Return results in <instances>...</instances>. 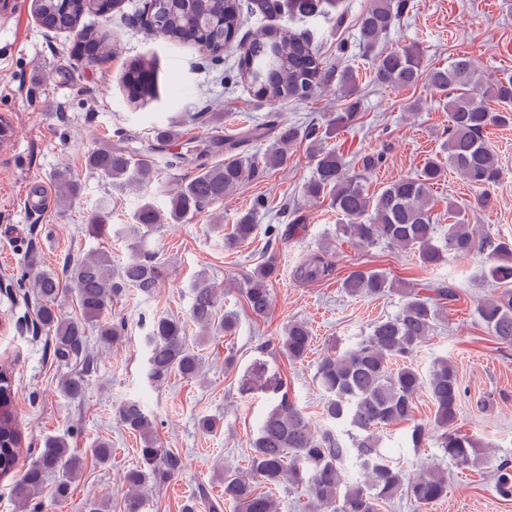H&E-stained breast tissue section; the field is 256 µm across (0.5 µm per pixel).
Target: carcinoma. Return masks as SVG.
<instances>
[{
	"label": "carcinoma",
	"instance_id": "cac0c4a2",
	"mask_svg": "<svg viewBox=\"0 0 512 512\" xmlns=\"http://www.w3.org/2000/svg\"><path fill=\"white\" fill-rule=\"evenodd\" d=\"M96 0H38L37 14L47 28L68 31L80 28V50L88 51L101 63L112 59L110 39L99 29L82 24L85 14L94 10ZM322 0H251V12L279 14L286 9L298 15L321 12ZM410 0H372L359 26L361 55L371 62L374 84L393 89L413 87L424 81L448 98V138L443 144L446 159H428L415 177H406L385 186L378 194H369L363 174L351 170L348 162L334 150L318 144L314 129L301 133L298 126L283 123L273 115L270 126L274 140L255 156L238 153L243 144L263 136L255 129L238 136H227L212 143V153L224 155L222 161H209L191 152H169L166 145L179 138L178 125L171 121L153 130V140L141 151L119 144H108L88 154L87 165L104 173L119 188L142 186L157 170L179 171L194 164V173L181 180L170 194L168 215L173 223L205 211L236 190L246 174L276 169L286 163L288 149L300 136L313 140L315 161L312 177L304 187L310 199L330 198L336 212L347 223L336 225V236L363 248L385 244L417 253L421 263L436 266L450 253L466 257L476 251L487 252L483 277L497 288V295L477 304L479 321L493 339L512 346V243L474 236L460 211L448 209L454 222L448 224L443 238L437 237L433 216L432 188L445 169L458 174L478 193L480 206L491 202L490 189L499 180L501 167L495 152L483 138L490 125L509 120V113L491 109L477 100L481 96L498 103L512 102V77L482 79L472 62L458 57L445 67L428 68L414 48L379 51L380 38L394 21L409 12ZM240 0H160L156 29L173 39H190L215 60L221 59L224 45L243 25ZM238 76L248 82L259 101L272 105L288 100L307 101L316 91L336 83L348 98L357 92L358 74L341 59L329 64L303 36L287 29L260 27L250 34L247 54ZM133 97L143 101L157 97V81L145 63L133 77ZM355 105L344 112L327 115L331 129L345 128L356 121ZM76 183L65 173L58 174L60 201L75 195ZM156 206L146 201L135 213V223L120 230L130 241L131 254L119 268H112L107 251H95L70 262L66 268L68 287L81 311L78 320L63 317L57 308L62 292L58 276L50 271L38 273L33 287L40 300L38 319L54 333L57 357H80L86 349L88 330L96 331L98 342L110 347L121 341V326L102 321L108 304L126 289L136 288L150 294L169 275L164 263L157 261L144 247V228L158 223ZM259 232L254 214L248 211L224 235V249L232 251L253 239ZM277 270L276 256L270 254L248 275L240 292L249 314L265 320L273 305L272 280ZM333 262L324 254L313 253L295 270L297 280L318 282L332 279ZM341 288L351 297L377 299L397 288L388 273L355 269L342 280ZM190 319L201 337L217 331L235 334L237 319L226 314L217 318L220 295L205 276L192 283ZM404 300L393 315L381 318L351 348L338 351L331 347L317 364L315 381L323 392V414L342 427L335 433L317 430L305 413L288 397L283 378L257 358L238 381L242 397L265 394L272 402L263 417L248 457V471L224 474V503L236 512H277L273 490L285 480L303 483L308 493L310 512H380L381 503L398 495L418 507L432 506L448 496L447 477L424 469L410 480L381 448V431L397 422H412L407 443L423 447L435 438L448 459L458 465L471 464L478 457L473 439L452 430L461 404L463 389L456 366L446 358L436 360L427 376H422L411 357L435 329L440 306L434 299L413 289L401 290ZM313 336L303 321H292L285 328L279 350L289 361L302 360L311 350ZM147 376L161 388L171 376L184 379L199 375V357L190 349L185 325L176 318L160 317L146 337ZM427 389L435 407L433 425L414 421L417 392ZM61 392L72 398L83 395L84 379L70 375L60 382ZM15 397L11 366L0 364V475H9L17 464L22 448L21 433L13 412ZM116 417L128 429L138 433L143 466L128 471L125 512H142L147 490L167 483L181 468L174 453L159 448L155 422L138 400L115 407ZM354 461L361 480L348 481L346 462ZM81 459L69 448L66 439L49 437L37 459L12 486L13 496L22 512H34L36 499L43 490L45 473L63 471L55 496L69 494ZM494 491L504 501H512V467H496Z\"/></svg>",
	"mask_w": 512,
	"mask_h": 512
}]
</instances>
